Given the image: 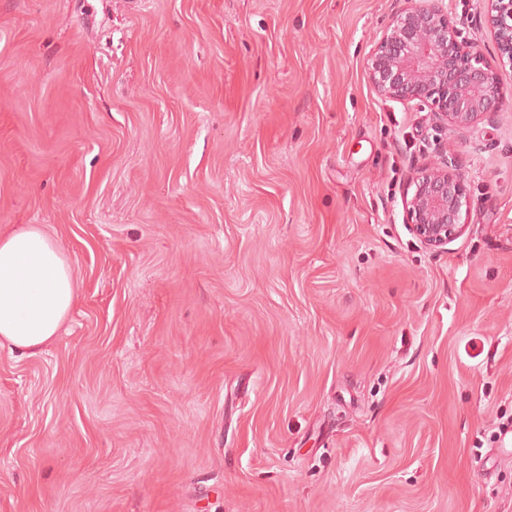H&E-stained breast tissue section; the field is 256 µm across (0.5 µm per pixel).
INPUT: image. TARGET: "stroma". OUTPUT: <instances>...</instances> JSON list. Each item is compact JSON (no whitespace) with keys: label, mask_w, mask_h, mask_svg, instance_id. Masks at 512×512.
Masks as SVG:
<instances>
[{"label":"stroma","mask_w":512,"mask_h":512,"mask_svg":"<svg viewBox=\"0 0 512 512\" xmlns=\"http://www.w3.org/2000/svg\"><path fill=\"white\" fill-rule=\"evenodd\" d=\"M446 4L503 97L461 132L368 79L398 0H0V232L78 283L0 347V512H512V68ZM414 191L406 200L411 230L422 245L441 249L458 237L467 186L454 158L448 152L439 163L424 166L413 180Z\"/></svg>","instance_id":"35a3bbf8"}]
</instances>
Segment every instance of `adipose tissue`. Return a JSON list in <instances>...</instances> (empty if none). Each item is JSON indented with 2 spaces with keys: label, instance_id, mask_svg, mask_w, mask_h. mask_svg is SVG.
Segmentation results:
<instances>
[{
  "label": "adipose tissue",
  "instance_id": "adipose-tissue-1",
  "mask_svg": "<svg viewBox=\"0 0 512 512\" xmlns=\"http://www.w3.org/2000/svg\"><path fill=\"white\" fill-rule=\"evenodd\" d=\"M78 290L61 242L36 224L0 233V344L26 355L58 336Z\"/></svg>",
  "mask_w": 512,
  "mask_h": 512
}]
</instances>
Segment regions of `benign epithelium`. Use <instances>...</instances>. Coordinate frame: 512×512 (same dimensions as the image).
I'll use <instances>...</instances> for the list:
<instances>
[{
	"label": "benign epithelium",
	"instance_id": "benign-epithelium-1",
	"mask_svg": "<svg viewBox=\"0 0 512 512\" xmlns=\"http://www.w3.org/2000/svg\"><path fill=\"white\" fill-rule=\"evenodd\" d=\"M485 22L500 63L512 68V0H487ZM374 46L367 74L378 93L396 101L433 106L439 123L455 131L498 112L500 93L493 65L481 49L459 40L443 0H403ZM406 200L411 230L422 245L441 249L458 237L467 186L454 158L424 166Z\"/></svg>",
	"mask_w": 512,
	"mask_h": 512
}]
</instances>
